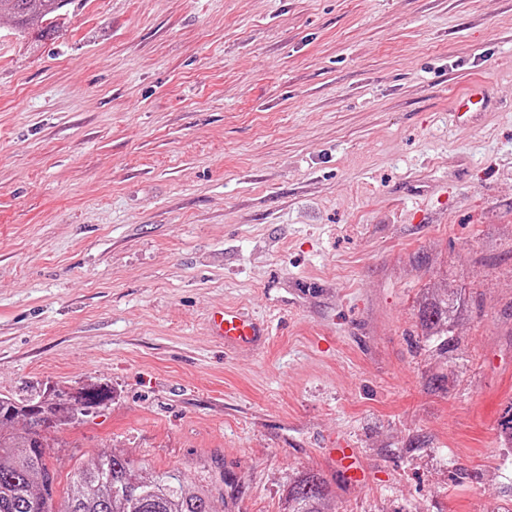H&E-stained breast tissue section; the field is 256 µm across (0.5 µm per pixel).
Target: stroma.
I'll return each mask as SVG.
<instances>
[{
  "label": "stroma",
  "mask_w": 512,
  "mask_h": 512,
  "mask_svg": "<svg viewBox=\"0 0 512 512\" xmlns=\"http://www.w3.org/2000/svg\"><path fill=\"white\" fill-rule=\"evenodd\" d=\"M60 27L0 18V395L112 389L47 449L57 496L107 450L213 512H288L309 470L329 512L512 500V0H73ZM444 288L452 358L416 338ZM224 306L269 336L225 347ZM329 453L336 459L339 470L346 480L349 482L358 481L355 476H346L348 472L361 471L357 466V457L352 448H331L329 449Z\"/></svg>",
  "instance_id": "35a3bbf8"
}]
</instances>
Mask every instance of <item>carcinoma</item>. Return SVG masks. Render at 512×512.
<instances>
[{
  "mask_svg": "<svg viewBox=\"0 0 512 512\" xmlns=\"http://www.w3.org/2000/svg\"><path fill=\"white\" fill-rule=\"evenodd\" d=\"M72 0H0V17L8 16L21 35L38 41L58 31L57 20ZM460 312L457 293L443 290L426 298L419 310L421 336L436 339V350L455 348ZM30 399L0 396V512H213L211 495L189 490L175 475L146 479L127 457L104 451L78 469L73 494L54 497V476L45 464L50 434L78 419L79 412L58 394ZM328 489L323 477L305 472L288 492V512H325Z\"/></svg>",
  "mask_w": 512,
  "mask_h": 512,
  "instance_id": "cac0c4a2",
  "label": "carcinoma"
}]
</instances>
